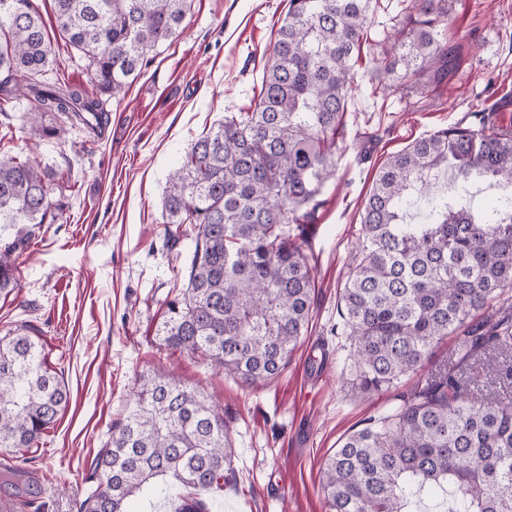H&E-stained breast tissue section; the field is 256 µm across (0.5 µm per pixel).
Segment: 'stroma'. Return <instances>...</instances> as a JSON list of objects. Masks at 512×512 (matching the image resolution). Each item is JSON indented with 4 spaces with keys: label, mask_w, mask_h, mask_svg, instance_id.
Wrapping results in <instances>:
<instances>
[{
    "label": "stroma",
    "mask_w": 512,
    "mask_h": 512,
    "mask_svg": "<svg viewBox=\"0 0 512 512\" xmlns=\"http://www.w3.org/2000/svg\"><path fill=\"white\" fill-rule=\"evenodd\" d=\"M56 55L44 78L89 86L86 59L70 56L53 0H33ZM403 0H378L371 34L354 67L337 169L323 205L308 223L304 251L315 270L312 319L281 376L253 386L199 357L166 349L156 334L181 288L195 231L169 241L161 201L186 147L224 116L258 97L288 0H194L177 34L146 54L140 74L119 96H103L106 136L50 115L59 137L30 129L29 104L0 105V150L67 173L53 198L62 219L46 222L16 254L17 285L0 296V336L25 328L40 338L70 400L38 447L0 450V469L26 481H0L8 512H78L94 459L120 420L137 377L163 372L216 394L234 456L211 512H329L320 468L341 437L389 411L400 393L459 360L454 338L431 351L398 388L363 398L348 336L337 333L339 291L362 240L361 213L381 163L412 142L454 125L474 124L491 108L512 130V0H448L441 40L458 67L444 87L405 91L375 72L377 32L397 26Z\"/></svg>",
    "instance_id": "stroma-1"
}]
</instances>
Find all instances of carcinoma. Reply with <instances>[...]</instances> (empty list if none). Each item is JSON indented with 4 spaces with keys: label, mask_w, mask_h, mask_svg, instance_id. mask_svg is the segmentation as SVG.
I'll return each instance as SVG.
<instances>
[{
    "label": "carcinoma",
    "mask_w": 512,
    "mask_h": 512,
    "mask_svg": "<svg viewBox=\"0 0 512 512\" xmlns=\"http://www.w3.org/2000/svg\"><path fill=\"white\" fill-rule=\"evenodd\" d=\"M193 0H54L65 45L89 61L95 91L49 84L53 52L32 0H0V94L25 97L32 128L47 112L105 123L100 97L135 78L145 54L171 38ZM447 0H408L377 70L404 81L429 72L441 85L456 57L440 39ZM373 0H288L256 104L224 117L186 148L162 201L166 224L198 233L180 292L158 329L163 345L198 354L254 385L286 369L308 328L314 275L297 227L323 204ZM57 173L0 155V293L14 290L13 256L47 217ZM362 241L340 289L343 331L366 396L414 372L453 335L463 361L439 368L401 405L340 440L322 465L330 512H512V396L480 389L479 360L512 350V320L490 305L512 288V130L442 129L390 156L365 200ZM25 329L0 337V448H33L70 393ZM232 463L224 414L197 389L142 375L123 418L94 460L79 512H127L133 496L175 512H210Z\"/></svg>",
    "instance_id": "cac0c4a2"
}]
</instances>
